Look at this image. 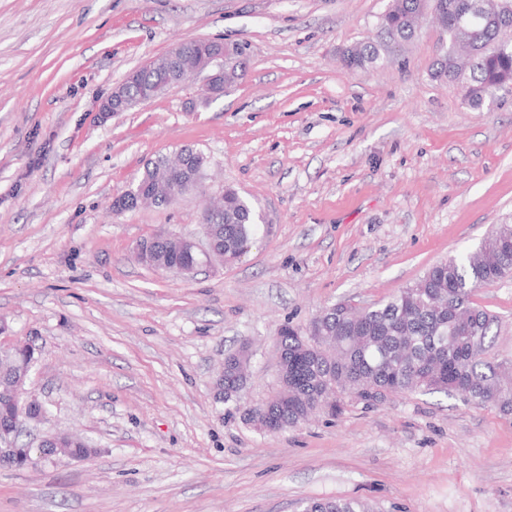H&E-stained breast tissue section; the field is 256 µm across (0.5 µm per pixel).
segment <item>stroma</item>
Returning <instances> with one entry per match:
<instances>
[{
    "instance_id": "35a3bbf8",
    "label": "stroma",
    "mask_w": 512,
    "mask_h": 512,
    "mask_svg": "<svg viewBox=\"0 0 512 512\" xmlns=\"http://www.w3.org/2000/svg\"><path fill=\"white\" fill-rule=\"evenodd\" d=\"M390 0H0V345L32 343L29 441L77 433L87 459L0 467V512H296L359 499L375 512H512V416L442 393L346 399L265 433L243 408L278 391L276 336L340 301L361 306L512 224V94L463 101L431 65L424 16L377 64L344 49ZM198 38L246 47V78L195 75L103 117L126 76ZM210 164L169 205L112 209L148 160ZM235 187L264 221L235 263L191 276L140 263L141 241L198 236ZM487 358L512 369V277L478 288ZM243 390L220 398L227 353Z\"/></svg>"
}]
</instances>
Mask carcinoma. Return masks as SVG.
<instances>
[{"label":"carcinoma","mask_w":512,"mask_h":512,"mask_svg":"<svg viewBox=\"0 0 512 512\" xmlns=\"http://www.w3.org/2000/svg\"><path fill=\"white\" fill-rule=\"evenodd\" d=\"M437 23L448 43L463 34L472 42L469 71L461 86L464 101L482 106L512 89V46H499L504 20L490 14L460 30L459 19L468 15L476 0H440ZM421 0H391L381 15L375 36L353 46L343 55L347 69L375 64L384 51L417 35ZM455 61L450 50L432 65L438 79H453ZM246 73L245 48L224 61V85L234 86ZM158 72L144 68L127 90L128 109L139 105L143 87L152 85ZM168 156L150 162L135 184L140 192L154 196L153 205L172 202L158 186L168 180ZM208 165L200 151L188 150L186 171L196 183L202 182ZM207 224L224 250H238L256 231L251 205L238 200V192L227 187L224 197L207 214ZM512 275V224H498L472 251L433 265L414 285L370 306L338 302L318 313L321 336L318 347L303 350L296 327L282 326L277 337L288 362V395L267 402L260 411L277 422V429L303 423L326 400L341 408L346 392L368 405L389 394L444 392L478 406L496 408L512 415V378L484 358L494 316L473 299L477 288ZM246 347L224 358V400L244 387L246 378L236 372V363L248 361ZM26 370L25 357L10 348L0 351V421L14 415L8 397L16 380ZM57 446L63 452L83 458L91 448L80 437L60 435ZM303 512H375L372 505L357 499H309Z\"/></svg>","instance_id":"obj_1"}]
</instances>
